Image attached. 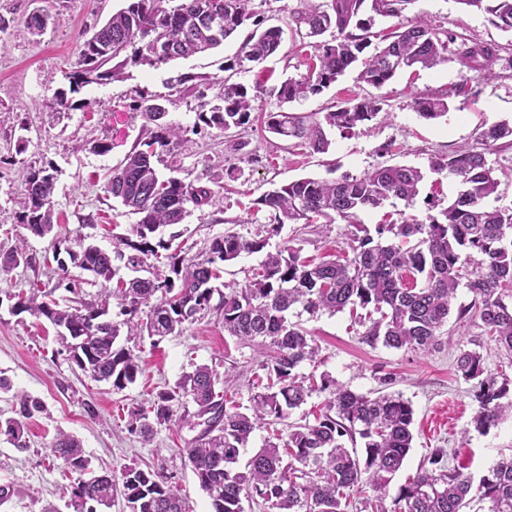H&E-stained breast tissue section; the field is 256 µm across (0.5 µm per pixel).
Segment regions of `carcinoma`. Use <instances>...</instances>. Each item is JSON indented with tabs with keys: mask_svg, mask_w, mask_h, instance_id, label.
<instances>
[{
	"mask_svg": "<svg viewBox=\"0 0 512 512\" xmlns=\"http://www.w3.org/2000/svg\"><path fill=\"white\" fill-rule=\"evenodd\" d=\"M126 6L111 15L88 39L76 70L69 74V91H59L49 103L56 112L77 107L71 95L91 82L120 78L127 66L159 67L172 60L188 59L211 50L232 37L242 26L253 29L240 44L224 70L249 72L253 65L277 53L284 41L280 26H263L249 8L251 0H125ZM416 0H328L326 8L311 7L292 14L293 29L309 37L330 33L316 45L307 74L288 78L272 89L282 102L304 100L323 92L372 47L369 30L375 18L401 20L394 31L380 36L383 46L364 59L359 80L380 87L398 72L420 66L432 68L445 61L453 37L431 27L422 17L405 18ZM491 16L498 27L512 29V0H456ZM220 20V31L211 27ZM165 46L164 55L155 46ZM502 47L470 41L463 43L458 62L466 72L493 75ZM265 93L261 83L248 87L224 82L222 103L201 105L199 119L225 132L254 121L256 102ZM420 117L443 116L448 104L441 95L422 94L415 99ZM382 110L373 97L339 107L324 115L327 125L344 133L373 120ZM166 111L160 103L143 107L157 131L144 143L146 149L126 155L108 176L104 192L139 216L131 235L117 237L112 252L94 244L68 252L71 266L91 272L101 284L116 274L114 261L133 269L143 257L168 252L174 277H135L118 290L125 319H108L112 290L103 288L100 301H76L60 305L48 293L30 289L18 296L15 308L47 319L57 330L60 344L71 361L92 380L108 382L123 390L141 373L139 356L117 344L122 329L139 326V308L150 306L143 325L148 335L164 338L178 334L186 324L215 309L222 313L224 332L255 346L266 355L262 362L266 383L250 397V405H228L224 381L206 365L184 374L175 387L158 393L149 405L129 412L128 431L144 442L155 428L177 425L201 431L181 449L200 488L210 499L212 512H245L243 501L265 512H347L352 499L361 500L368 512H463L470 506L471 477L460 467L445 465V452L432 451L427 464L402 485L385 505L386 488L402 468L412 448L414 410L395 392L357 393L324 373L319 380L298 372L305 361L317 362L319 347L300 322L291 317L319 313L336 314L346 307H368L379 317L370 320L362 340L391 349L429 353L442 344V328L448 323L460 285L473 300L457 311L456 321L479 319L482 331L512 355V209H488L484 200L496 193L500 179L488 165L486 153L498 141L512 137V126L496 123L478 133V146L451 156H436L430 169L447 173L460 185L456 198L441 211L442 219L429 218L399 224H378L369 230L360 214L381 208L397 198L414 205L424 179L422 171L407 165H380L359 177L343 175L335 180L301 178L265 194L258 204L271 216L272 228L283 224H309L315 217L340 220L355 228L352 255L315 262L301 258L293 248L266 254L261 268L244 286L213 282L221 278V266L244 253L258 252L263 241L247 240L234 233L216 238L206 258L187 259L169 239L159 236L167 227L183 223L187 204L197 208L215 202V192L199 183L177 177H159L152 158L156 147L180 140L181 130L160 123ZM268 130L286 139L305 141L317 153L330 142L321 124H305L286 112L265 114ZM25 206L21 223L39 237L54 228L53 195L56 175L45 167H29L22 175ZM218 303L213 305V296ZM459 376L473 383V427L495 425L512 401V378L496 376L484 367L476 350H460L455 358ZM314 393H325L324 406L314 422L288 425L286 436L268 441L239 468L240 451L252 433L267 420L286 422L292 410ZM16 415L0 418V436L15 448L28 447L24 418L40 408L38 400L18 396ZM66 469L83 474L89 468L80 441L60 432L50 446ZM479 500L488 512H512V457L496 461L479 480ZM124 496L129 512H189L177 486L158 469L132 463L111 474L80 479L70 490L72 512H104L116 494Z\"/></svg>",
	"mask_w": 512,
	"mask_h": 512,
	"instance_id": "1",
	"label": "carcinoma"
}]
</instances>
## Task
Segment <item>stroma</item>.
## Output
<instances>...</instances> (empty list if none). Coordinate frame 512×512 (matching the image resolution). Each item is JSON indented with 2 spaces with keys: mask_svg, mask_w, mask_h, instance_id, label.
I'll list each match as a JSON object with an SVG mask.
<instances>
[{
  "mask_svg": "<svg viewBox=\"0 0 512 512\" xmlns=\"http://www.w3.org/2000/svg\"><path fill=\"white\" fill-rule=\"evenodd\" d=\"M325 0H252L253 12L266 24L286 30L280 51L256 65L252 72L228 74L224 63L244 39L236 33L207 53L153 68H127L123 77L107 83H89L77 95L81 105L53 115L48 102L69 86L83 43L95 29L124 5V0H0V255L22 245L28 263L0 269V377L12 389L0 391V416H13L14 396L24 393L42 401L41 411L27 421L29 447L20 451L0 436V487L13 496L0 503V512H70L67 503L77 474L66 471L45 453L58 432L78 437L96 473L140 467L164 466L186 499L191 512H211L210 501L181 456L184 440L192 431L162 425L150 444L127 429L128 410L171 388L195 366L217 370L229 399L248 406L253 383L263 361L257 349L225 335L219 312H208L185 325L180 335L162 339L137 334L129 347L140 355L143 373L126 389L117 390L82 374L68 360L56 340V330L46 319L18 312L19 294L39 287L66 297L54 252L79 250L92 243L111 250L114 237L129 235L137 215L104 191L106 175L132 149L148 141L155 126L136 110L139 97H164L169 101L167 122L182 129V140L161 151L156 164L160 176L201 179L217 194L215 205L190 208L177 225L178 243L189 258H204L214 238L231 232L265 243L263 251L242 254L225 265L224 279L245 282L266 252L283 247L300 249L317 260L345 249L348 228L343 222L284 224L270 228L267 210L257 201L281 184L304 177L333 179L359 176L380 163L421 169L424 179L413 206L393 199L385 207L362 214L366 227L388 221L426 220L439 215L456 194L454 179L429 169L432 157L451 155L475 145L482 128L512 123V30L492 24L488 14L465 7L457 0H415L410 13L421 15L433 27L455 37L444 62L430 69L400 71L384 86L359 82L350 68L321 94L288 104V112L305 123L322 122L326 112L346 102L366 97L381 100L382 110L362 129L352 133L327 127L331 142L327 153H316L297 140L278 138L255 121L244 129L224 132L198 126L201 103L212 102L224 90L226 78L268 90L260 106L279 109L273 87L284 79L306 74L314 47H301V38L288 30L293 13ZM47 15L42 35L27 28L33 13ZM475 39L502 46L490 78H463L456 59L459 43ZM185 74L183 85H171L173 76ZM445 95L446 115L434 120L419 116L416 97ZM241 150H233L235 142ZM109 152H100V145ZM50 166L58 179L53 197L60 226V244L34 235L16 217L23 209L22 175L29 167ZM301 322L321 350L318 365L302 364L301 373H328L352 391L380 389L383 376H392L391 391L402 394L414 410L413 446L387 487L395 497L400 485L412 479L430 451L464 449L459 459L465 474L479 480L496 460L512 456V415L490 429L477 431L471 424L475 404L472 385L455 371L459 350L480 351L488 371H507V357L493 338L482 335L477 324L449 321L440 348L423 355L405 349L364 343L359 324L350 311L333 315H302Z\"/></svg>",
  "mask_w": 512,
  "mask_h": 512,
  "instance_id": "35a3bbf8",
  "label": "stroma"
}]
</instances>
